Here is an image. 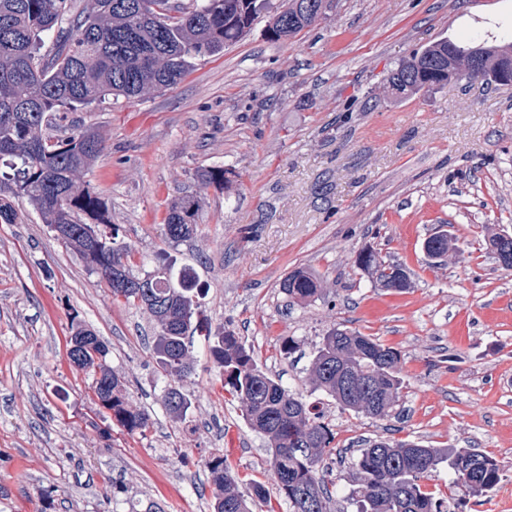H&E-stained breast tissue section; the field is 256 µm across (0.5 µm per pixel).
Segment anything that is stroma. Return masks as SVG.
<instances>
[{
  "label": "stroma",
  "mask_w": 512,
  "mask_h": 512,
  "mask_svg": "<svg viewBox=\"0 0 512 512\" xmlns=\"http://www.w3.org/2000/svg\"><path fill=\"white\" fill-rule=\"evenodd\" d=\"M442 39L512 42V0H336L277 42L261 18L176 87L79 108L49 130L100 134L104 151L80 180L133 264L192 267L205 291L195 321L234 331L333 430L331 512H355L359 445L380 437L495 457L501 482L465 497L462 512H512V269L486 249L512 234V86L391 95L399 60ZM219 167L227 185L202 182ZM186 194L200 201L196 228L173 243L163 224ZM12 205L16 223H0V512H212L208 463L232 436L229 472L288 512L268 443L208 347H193L181 383L192 406L178 420L161 402L151 315L113 300L27 200ZM442 229L457 249L434 265L422 243ZM366 247L405 267L411 288H382L358 269ZM300 267L323 276V292L292 304L279 283ZM78 325L108 345L131 409L150 417L146 436L102 418L91 376L67 358ZM337 326L400 353L392 416L344 411L313 390L310 360Z\"/></svg>",
  "instance_id": "obj_1"
}]
</instances>
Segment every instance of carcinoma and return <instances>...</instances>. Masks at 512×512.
Returning <instances> with one entry per match:
<instances>
[{"label": "carcinoma", "instance_id": "cac0c4a2", "mask_svg": "<svg viewBox=\"0 0 512 512\" xmlns=\"http://www.w3.org/2000/svg\"><path fill=\"white\" fill-rule=\"evenodd\" d=\"M79 12L75 0H0V194L25 198L57 239L73 248L112 297L145 308L155 321L153 353L169 379L161 399L184 420L191 400L178 383L194 369V338L200 337L224 369V386L243 405L251 429L271 449L270 467L278 495L289 512H329L332 494L322 460L333 454L334 434L297 394L259 365L253 351L227 329L215 331L193 322L199 296L192 270L158 265L134 274L132 248L118 241L98 193L77 181L104 150L90 128H76L52 141L46 117L86 107L105 97L144 98L174 87L192 61L215 56L239 41L260 16H268L272 42L297 35L324 13L323 0H293L297 8L278 12L273 0H189L178 2V17L166 14L170 0H93ZM482 67L492 70L501 47L477 45ZM472 47L438 41L400 61L388 79L392 94L408 98L425 87L470 81L465 73ZM199 200L186 195L171 207L165 234L172 242L194 233ZM448 234L424 242L430 257L449 251ZM124 259L126 274L147 289L114 288L100 275L113 259ZM356 266L384 288L411 287L407 271L370 250ZM322 279L306 268L286 275L279 288L290 303L310 302L322 293ZM109 348L92 330L78 327L69 338L68 357L93 376L92 395L128 434L146 436L149 417L128 408L126 385L107 363ZM313 389L332 397L343 411L381 419L399 402L403 378L400 354L356 330L336 328L316 348L310 369ZM447 464L462 496L491 492L501 480L494 458L468 448H432L408 439L365 442L355 463L356 512H447L445 501L422 490L421 478ZM213 512H252L255 501L268 503L258 488L239 487L224 468V457L209 461Z\"/></svg>", "mask_w": 512, "mask_h": 512}]
</instances>
